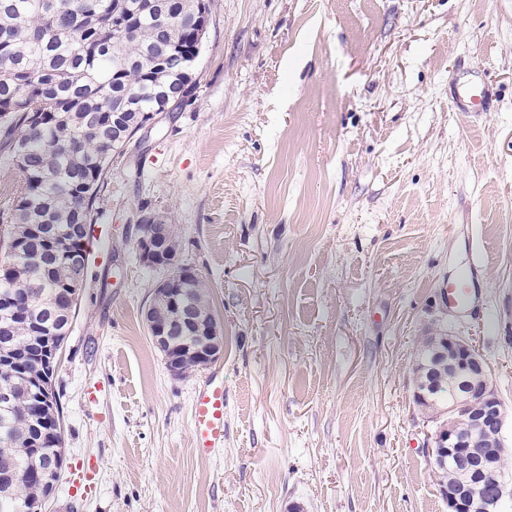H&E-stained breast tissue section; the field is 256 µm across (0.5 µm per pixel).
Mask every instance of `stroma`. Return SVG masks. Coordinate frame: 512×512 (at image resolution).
<instances>
[{
    "instance_id": "obj_1",
    "label": "stroma",
    "mask_w": 512,
    "mask_h": 512,
    "mask_svg": "<svg viewBox=\"0 0 512 512\" xmlns=\"http://www.w3.org/2000/svg\"><path fill=\"white\" fill-rule=\"evenodd\" d=\"M194 97L110 171L58 358L50 512H448L414 402L423 336L488 363L512 481V0H207ZM489 79L463 117L452 83ZM208 287L222 356L177 378L142 310L141 212ZM481 252L480 297L440 286ZM224 381V446L192 448Z\"/></svg>"
}]
</instances>
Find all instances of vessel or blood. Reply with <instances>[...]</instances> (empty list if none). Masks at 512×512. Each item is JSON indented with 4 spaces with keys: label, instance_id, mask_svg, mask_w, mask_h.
<instances>
[{
    "label": "vessel or blood",
    "instance_id": "obj_1",
    "mask_svg": "<svg viewBox=\"0 0 512 512\" xmlns=\"http://www.w3.org/2000/svg\"><path fill=\"white\" fill-rule=\"evenodd\" d=\"M453 103L458 111L478 109L488 112L494 108L489 85L468 83L454 86ZM479 258H472L466 269L449 276L440 287L441 296L448 307L457 311L470 308L477 297ZM193 448L198 457H210L215 449L224 445V387L208 384L196 396L192 415Z\"/></svg>",
    "mask_w": 512,
    "mask_h": 512
}]
</instances>
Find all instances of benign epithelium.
<instances>
[{"mask_svg":"<svg viewBox=\"0 0 512 512\" xmlns=\"http://www.w3.org/2000/svg\"><path fill=\"white\" fill-rule=\"evenodd\" d=\"M189 91L188 84L162 89V111L171 112L188 101ZM140 223L151 228L136 240L138 259L145 267L162 273L144 308L149 334L160 346L170 343V338L164 319L155 313L156 302H178L173 285L197 273L178 253L165 250L171 225L155 216H144ZM189 351L209 364L223 351L221 336H198ZM422 351L432 361H448V408L444 410L448 419L427 432L425 443L432 466L448 472V480L440 485L448 512H503L505 501L512 496L498 465L499 448L504 446L505 408L486 362L468 339L447 330L427 337ZM432 388L421 373H416L415 403L430 402Z\"/></svg>","mask_w":512,"mask_h":512,"instance_id":"obj_1","label":"benign epithelium"}]
</instances>
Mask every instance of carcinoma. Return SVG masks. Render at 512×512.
Returning a JSON list of instances; mask_svg holds the SVG:
<instances>
[{"instance_id": "cac0c4a2", "label": "carcinoma", "mask_w": 512, "mask_h": 512, "mask_svg": "<svg viewBox=\"0 0 512 512\" xmlns=\"http://www.w3.org/2000/svg\"><path fill=\"white\" fill-rule=\"evenodd\" d=\"M0 0V152L20 181L0 210V512L26 503L36 512L48 489L43 474L22 475L32 460L62 453L60 395L29 387L45 375L44 348L61 334L85 288L96 201L121 145L112 113L129 126L153 109L159 83L181 82L180 57L194 54L204 0ZM126 22L128 34L116 28ZM183 304L211 317L200 278L179 285ZM174 346L195 342L175 326Z\"/></svg>"}]
</instances>
